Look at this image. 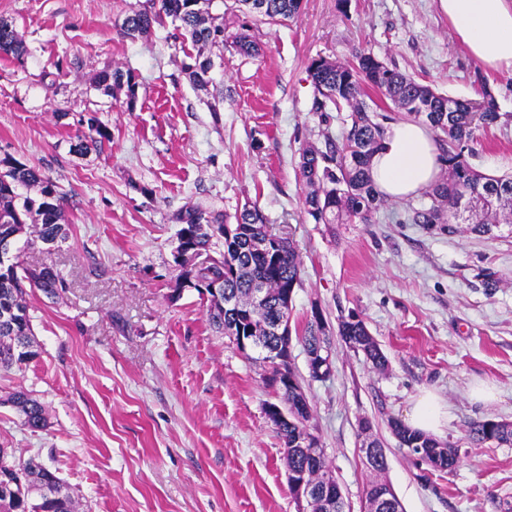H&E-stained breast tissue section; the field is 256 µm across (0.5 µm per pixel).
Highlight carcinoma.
<instances>
[{
	"mask_svg": "<svg viewBox=\"0 0 512 512\" xmlns=\"http://www.w3.org/2000/svg\"><path fill=\"white\" fill-rule=\"evenodd\" d=\"M264 8L255 12L250 0H236L248 8L256 20L282 22L301 12L302 0H260ZM224 0H136L129 6L118 34L135 40L148 37L155 27L171 22L177 37L197 48L191 62L182 71L194 87L212 84L213 51H224V11L216 5ZM235 49L244 55L259 54L260 47L247 33L234 37ZM29 49L13 22L0 18V55L21 61ZM309 77L315 88L313 109L330 112L346 108L351 112L350 124L337 141L324 131L325 149L313 145L302 148L297 177L305 188L304 211L316 224L334 231L336 224H368L385 203L369 176L373 154L384 137L385 127L364 101L367 90L379 92L389 100L404 119L423 122L435 133L436 142L447 164V175L433 185L426 196L427 207L411 210L408 216L414 224H446L448 233L455 225L468 224L471 231L488 234L500 224L512 223V175L492 176L474 169L465 152L476 131L494 125L508 124L509 116L499 112L495 97L482 88L476 98H455L435 92L412 76L390 67L371 53L359 49L354 60L347 63L324 57L311 60ZM93 88L104 95L116 89H126L128 102L137 96L138 83L134 73L119 66L107 67L94 76ZM76 143L71 151L88 152L111 139L98 117H80ZM66 196L39 169L5 156L0 158V239L24 240L27 246L38 243L52 251L68 239V225L63 223ZM180 224L176 236L179 244L176 261L179 280L224 281V298L238 306V314L228 315L215 300H209V322L228 337L242 334L259 340L263 352L276 343L269 325L291 316L292 307L286 301L288 293L301 282L302 267L292 241L267 224V219L254 202L244 203L230 221L197 205H188L174 214ZM270 238L278 243L276 254L261 252L255 241ZM224 241L220 260L195 266L188 256L209 254L219 241ZM66 287V280L54 264L28 269L14 261L8 273H0V370L20 367L38 357L32 341L31 320L26 301L27 289H38L53 295ZM265 291L264 300L253 303L254 290ZM338 335L351 347L364 353L373 367L382 369L386 358L363 319L354 313L340 319ZM330 339L324 327L309 322L303 343L309 351ZM288 407H297V417L275 427L286 450L288 470L328 469L326 460L312 463V457L293 446L296 436L311 433L312 419L306 397L291 393L285 398ZM18 410L20 423L31 432L49 426L45 406L19 390L10 397ZM389 427L399 437L402 448L419 449L438 444L420 432L395 420ZM474 444L494 441L512 445V427H501L492 420L475 421L468 430ZM12 455L5 463L12 468L11 489L0 492V512H76V501L70 487L55 472L31 458L15 465Z\"/></svg>",
	"mask_w": 512,
	"mask_h": 512,
	"instance_id": "cac0c4a2",
	"label": "carcinoma"
}]
</instances>
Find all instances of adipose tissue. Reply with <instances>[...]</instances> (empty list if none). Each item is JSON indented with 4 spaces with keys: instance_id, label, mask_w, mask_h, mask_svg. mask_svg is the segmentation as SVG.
<instances>
[{
    "instance_id": "1",
    "label": "adipose tissue",
    "mask_w": 512,
    "mask_h": 512,
    "mask_svg": "<svg viewBox=\"0 0 512 512\" xmlns=\"http://www.w3.org/2000/svg\"><path fill=\"white\" fill-rule=\"evenodd\" d=\"M440 10L469 55L488 69H512V0H438ZM442 162L431 129L414 121L393 123L374 154L370 177L391 200L427 190L440 177ZM445 407L424 392L406 414V424L425 435L439 433Z\"/></svg>"
}]
</instances>
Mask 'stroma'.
<instances>
[{"label":"stroma","mask_w":512,"mask_h":512,"mask_svg":"<svg viewBox=\"0 0 512 512\" xmlns=\"http://www.w3.org/2000/svg\"><path fill=\"white\" fill-rule=\"evenodd\" d=\"M129 0H0L29 54L0 58V158L39 168L65 193L69 238L48 254L23 248L28 267L51 262L67 286L27 298L37 359L0 371V448L38 457L78 500V512H297L284 446L265 406L266 367L208 320L195 289L175 287L174 214L194 204L232 215L257 202L294 243L303 272L292 298V358L350 512L368 481L359 424L386 453L383 478L403 512H512V445L471 444L472 422L512 423V226L455 234L411 224L427 196L389 202L370 224L313 223L296 178L304 146L340 135L346 112H313L312 59L351 60L366 48L435 91L476 97L488 87L512 115V71L490 70L456 42L438 0H303L298 16L267 24L224 4L227 33L248 28L261 54L225 48L212 76L220 112L181 71L191 43L171 26L135 41L117 26ZM131 69L134 106L104 96L98 70ZM64 118H57V111ZM111 134L102 148L70 150L85 111ZM470 164L512 174V122L476 135ZM497 284L487 287L486 273ZM358 314L386 364L374 369L338 334ZM321 314L333 370L308 375L302 336ZM496 387L495 401L471 397ZM45 404L47 430L24 429L7 399ZM448 408L438 440L459 450L437 472L416 462L388 428L423 391Z\"/></svg>","instance_id":"1"}]
</instances>
